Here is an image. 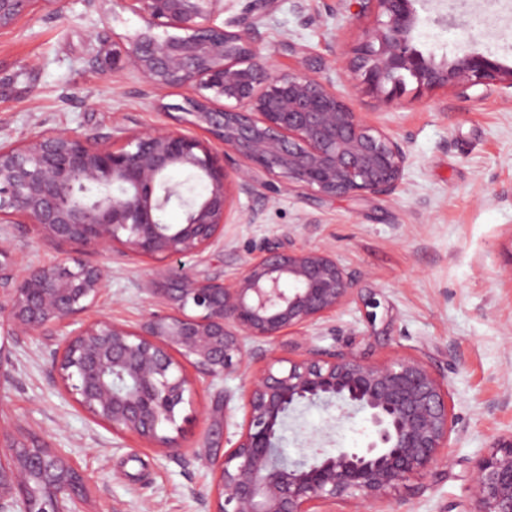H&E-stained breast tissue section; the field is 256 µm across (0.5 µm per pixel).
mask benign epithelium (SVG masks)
<instances>
[{"instance_id":"1","label":"benign epithelium","mask_w":512,"mask_h":512,"mask_svg":"<svg viewBox=\"0 0 512 512\" xmlns=\"http://www.w3.org/2000/svg\"><path fill=\"white\" fill-rule=\"evenodd\" d=\"M144 27L112 50V72L138 73L152 88H190L179 127L124 129L90 142L46 131L16 145L0 144V223L30 224L38 235L119 251L152 261L142 284L157 310L137 328L100 319L80 326L57 351L67 395L117 436L133 435L177 450V417L193 401L199 377L218 379L267 354L282 336H298L302 352L274 358L253 374L241 398L245 423L235 444L211 461L213 512H322L349 504L378 512L406 478L448 463L452 420L448 386L415 356L365 361L354 351L314 347L308 329L355 300L356 281L326 248L268 242L232 278L171 266L180 256L206 261L252 170L279 178L276 193L321 202L389 196L408 155L402 143L354 111L320 76L321 59L291 41L295 60L281 71L261 59L255 35L261 16L237 31L213 24L224 0H121ZM416 0H336V12L373 27L345 68L384 104L406 91L512 89V67L468 53L448 63L413 44ZM55 0H0V29ZM245 165L230 168L227 153ZM181 168L206 182L196 200L183 198L167 174ZM184 222L167 224L172 202ZM0 240V326L15 336H44L100 297L99 265L61 260L18 270ZM194 372H189L187 367ZM343 405L366 415L367 447L317 450L291 459L281 426L299 405ZM87 481L74 461L47 443L28 444L0 428V512H79ZM472 512H512V433L476 462Z\"/></svg>"}]
</instances>
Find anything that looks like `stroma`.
<instances>
[{"label":"stroma","instance_id":"stroma-1","mask_svg":"<svg viewBox=\"0 0 512 512\" xmlns=\"http://www.w3.org/2000/svg\"><path fill=\"white\" fill-rule=\"evenodd\" d=\"M331 0H269L259 25L261 55L278 68L294 60L290 40L323 57L337 94L404 145L409 162L388 196L315 202L272 193L256 172L234 201L223 244L201 271L235 275L265 241L324 247L355 276L364 298L311 327L320 349H350L365 360L412 355L448 386L453 419L449 461L400 482L391 512H469L476 461L512 430V89L461 96L450 88L417 91L384 105L344 67L372 18L327 13ZM415 47L435 60L466 52L512 66V0H417ZM143 20L121 0H61L0 31V143L48 130L83 138L119 129L173 125L185 88L154 89L132 71H112V50ZM18 269L78 258L102 266L105 290L77 316L38 338L0 329V423L17 438L72 456L88 480L82 512H210L209 459L237 441L240 397L251 370L200 380L177 422L182 448L170 453L93 422L65 393L54 366L61 340L82 324L109 318L138 327L154 309L141 285L149 260L40 239L27 224H0ZM232 401H225V393ZM336 408L301 407L283 428L289 457L302 448H363L364 415L337 421Z\"/></svg>","mask_w":512,"mask_h":512}]
</instances>
